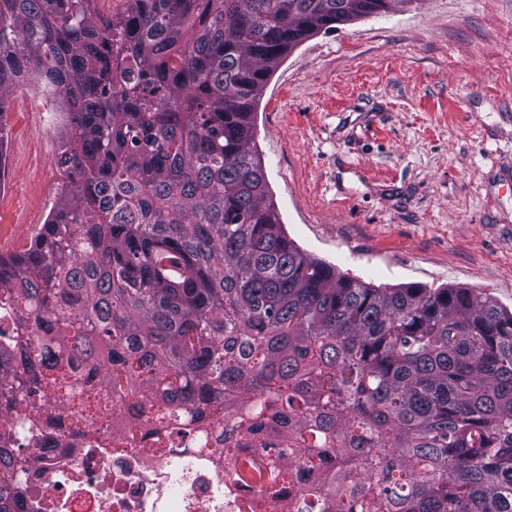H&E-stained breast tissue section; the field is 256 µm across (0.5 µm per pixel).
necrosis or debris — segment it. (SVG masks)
<instances>
[{
  "label": "necrosis or debris",
  "mask_w": 512,
  "mask_h": 512,
  "mask_svg": "<svg viewBox=\"0 0 512 512\" xmlns=\"http://www.w3.org/2000/svg\"><path fill=\"white\" fill-rule=\"evenodd\" d=\"M111 424L86 435L49 429L47 412L12 424L20 455L6 476L21 489L18 512H299L300 491L314 481L301 461L242 442L224 455L223 427L174 425L159 437L124 435L138 408L115 402ZM289 467L291 482L272 488L271 468Z\"/></svg>",
  "instance_id": "necrosis-or-debris-1"
}]
</instances>
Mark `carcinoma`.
Wrapping results in <instances>:
<instances>
[{"label":"carcinoma","instance_id":"carcinoma-1","mask_svg":"<svg viewBox=\"0 0 512 512\" xmlns=\"http://www.w3.org/2000/svg\"><path fill=\"white\" fill-rule=\"evenodd\" d=\"M0 0V112L33 76L66 114L62 198L0 256V423L31 398L79 427L113 398L275 436L307 512H512V311L382 288L285 234L253 153L271 70L395 0ZM0 437V469L17 449Z\"/></svg>","mask_w":512,"mask_h":512}]
</instances>
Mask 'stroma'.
Instances as JSON below:
<instances>
[{
    "instance_id": "35a3bbf8",
    "label": "stroma",
    "mask_w": 512,
    "mask_h": 512,
    "mask_svg": "<svg viewBox=\"0 0 512 512\" xmlns=\"http://www.w3.org/2000/svg\"><path fill=\"white\" fill-rule=\"evenodd\" d=\"M35 80L0 105V255L62 193L65 116ZM285 233L374 285L512 309V0H409L283 56L253 115Z\"/></svg>"
}]
</instances>
